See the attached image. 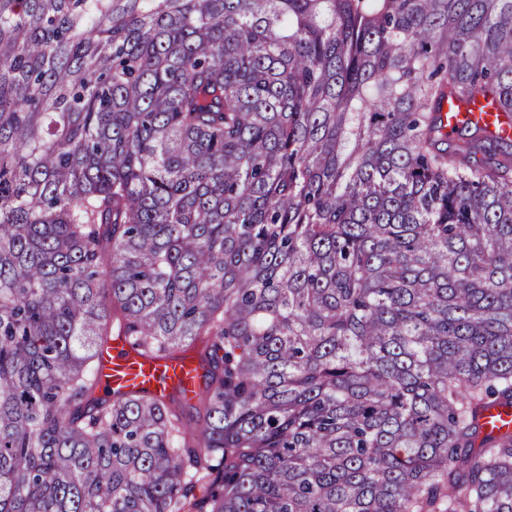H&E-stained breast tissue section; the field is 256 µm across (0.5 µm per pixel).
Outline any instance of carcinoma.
<instances>
[{
    "instance_id": "1",
    "label": "carcinoma",
    "mask_w": 512,
    "mask_h": 512,
    "mask_svg": "<svg viewBox=\"0 0 512 512\" xmlns=\"http://www.w3.org/2000/svg\"><path fill=\"white\" fill-rule=\"evenodd\" d=\"M503 126L512 0H0V512H512ZM446 110L451 116L448 119V132H451L462 121H485L489 119L491 112H482V105H463L454 103L452 106H446ZM99 362L104 390L138 391L167 398L175 389L191 397L200 386V364L193 355L179 359L149 358L139 355L121 337L102 349Z\"/></svg>"
}]
</instances>
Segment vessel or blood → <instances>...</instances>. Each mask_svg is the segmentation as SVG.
<instances>
[{
	"instance_id": "obj_1",
	"label": "vessel or blood",
	"mask_w": 512,
	"mask_h": 512,
	"mask_svg": "<svg viewBox=\"0 0 512 512\" xmlns=\"http://www.w3.org/2000/svg\"><path fill=\"white\" fill-rule=\"evenodd\" d=\"M449 127L464 121H483L487 115L481 105L449 106ZM101 386L110 391H138L157 398H166L181 390L193 396L200 386V364L196 357L179 359L149 358L139 355L124 338L106 345L100 355Z\"/></svg>"
}]
</instances>
